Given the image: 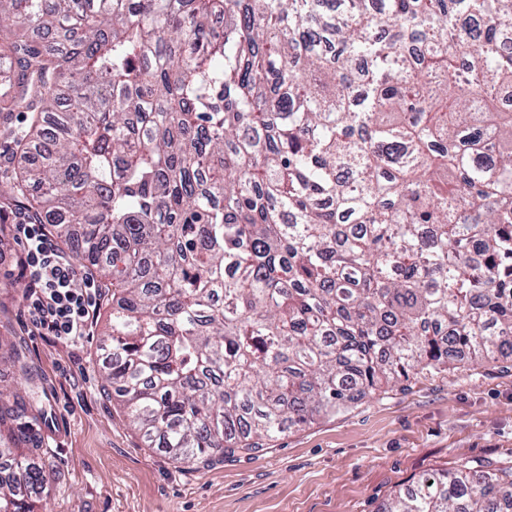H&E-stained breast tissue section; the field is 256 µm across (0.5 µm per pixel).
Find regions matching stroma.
<instances>
[{"label":"stroma","mask_w":512,"mask_h":512,"mask_svg":"<svg viewBox=\"0 0 512 512\" xmlns=\"http://www.w3.org/2000/svg\"><path fill=\"white\" fill-rule=\"evenodd\" d=\"M26 281L0 265V387L25 393L12 362L22 347L50 427L25 418L28 447L53 480L39 512H378L399 488L469 458L512 464V356L411 375L271 442L266 450L184 468L149 447L101 393L99 307L81 347L32 333L20 302Z\"/></svg>","instance_id":"35a3bbf8"}]
</instances>
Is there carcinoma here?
Wrapping results in <instances>:
<instances>
[{
    "mask_svg": "<svg viewBox=\"0 0 512 512\" xmlns=\"http://www.w3.org/2000/svg\"><path fill=\"white\" fill-rule=\"evenodd\" d=\"M493 26L481 29L477 18ZM512 0H0V224L96 272L102 391L183 464L512 354ZM0 429L48 411L24 351ZM24 457L0 505L35 512ZM382 512H512V467Z\"/></svg>",
    "mask_w": 512,
    "mask_h": 512,
    "instance_id": "cac0c4a2",
    "label": "carcinoma"
}]
</instances>
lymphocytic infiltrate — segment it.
Segmentation results:
<instances>
[{
  "instance_id": "1",
  "label": "lymphocytic infiltrate",
  "mask_w": 512,
  "mask_h": 512,
  "mask_svg": "<svg viewBox=\"0 0 512 512\" xmlns=\"http://www.w3.org/2000/svg\"><path fill=\"white\" fill-rule=\"evenodd\" d=\"M10 234L23 244L24 251L16 255L0 248V261L10 262L27 283L22 314L32 332L77 345L86 336L99 307L100 292L92 273L75 265L46 225L18 214Z\"/></svg>"
}]
</instances>
